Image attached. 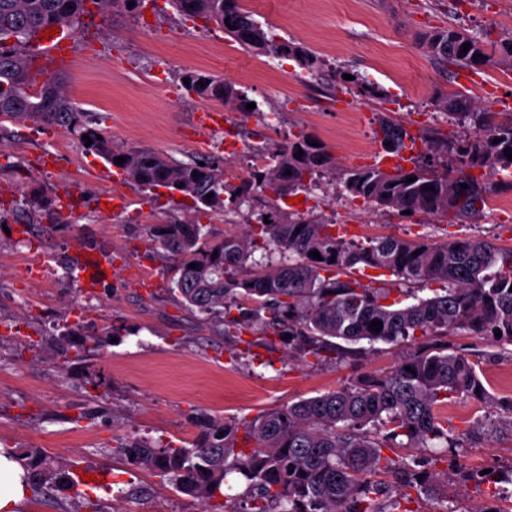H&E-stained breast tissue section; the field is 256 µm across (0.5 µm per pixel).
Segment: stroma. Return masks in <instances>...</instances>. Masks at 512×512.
Segmentation results:
<instances>
[{
  "label": "stroma",
  "instance_id": "obj_1",
  "mask_svg": "<svg viewBox=\"0 0 512 512\" xmlns=\"http://www.w3.org/2000/svg\"><path fill=\"white\" fill-rule=\"evenodd\" d=\"M242 4L263 29L312 51L322 63L319 73L292 59L252 53L223 29L179 12L172 0H141L134 9L88 0L63 74L68 96L111 135L114 149L147 148L180 162L221 160L226 130L193 134L207 103L188 93L180 76L188 69L226 80L259 106L255 112L224 107L245 159L302 131L326 147L336 170L323 175L322 189L304 193L298 210L345 228L347 240L478 237L512 246V209L492 205L482 217L449 224L383 211L335 188L338 170L373 165L380 150L377 113L420 137L436 128L448 132L437 101L459 90L481 109L512 113V66L481 67L478 80L465 86L459 68L420 45L421 36L438 27L512 37V0ZM339 70L379 86L384 98L369 100L337 83ZM36 189L62 200L60 215L30 206ZM110 194L123 197L125 207L104 210L101 200ZM173 218L197 220L220 236L255 228L259 214L195 211L168 190H142L61 127L0 116V446L64 462L79 481L48 498L29 493L22 512H201L199 499L128 465L115 447L133 437L186 446L198 434L196 416L249 421L396 364L402 349L391 344L360 342L344 359L317 361L279 339L265 344L258 332L222 333L168 292L172 263L154 253L146 227ZM28 223L40 226L39 235L21 233ZM89 257L108 273L92 290L62 268L63 261ZM44 264L53 265L56 276L35 282L27 271ZM76 322L83 350L64 351L62 336ZM447 342L479 355L489 390L507 395L512 345L463 332ZM445 414L449 427L470 437L441 454L435 469L447 474L448 486L420 496L414 512H478L493 502L507 507V500H492L490 489L461 484L456 475L488 469L511 479L512 419L463 396ZM114 478L123 484L116 494L104 488Z\"/></svg>",
  "mask_w": 512,
  "mask_h": 512
}]
</instances>
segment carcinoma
Listing matches in <instances>:
<instances>
[{"label": "carcinoma", "instance_id": "carcinoma-1", "mask_svg": "<svg viewBox=\"0 0 512 512\" xmlns=\"http://www.w3.org/2000/svg\"><path fill=\"white\" fill-rule=\"evenodd\" d=\"M86 0H0V115L37 117L87 135L86 151L118 167L144 190L166 188L190 196L196 208L239 210L256 202L253 191H274L279 198L318 187L313 176L329 169L324 146L314 147L306 133L273 148L262 168L233 187L218 160L204 165L177 163L146 149L117 151L105 130L90 125L87 113L71 102L53 77L37 80L35 57L18 46L39 38L48 25L68 28ZM188 15L213 22L242 47L295 59L312 70L316 57L288 41L268 38L240 0H176ZM14 40L9 45L7 41ZM470 44L461 53L463 44ZM425 52L451 65L477 69L492 62L512 64V38L495 41L443 28L423 37ZM191 90L202 99L233 101L242 110L249 99L232 84L186 71ZM336 81L374 97L379 87L354 75ZM452 138L431 132L428 155L392 172L378 166L343 169L339 184L353 198L389 212L423 213L446 221L480 216L492 197L512 190V113L497 120L477 109L462 92L438 100ZM376 138L387 154H400L413 140L400 122L378 117ZM304 155H298V151ZM126 161L117 165V158ZM415 178L409 183L407 179ZM467 184L463 189L460 184ZM213 197H207V194ZM229 198H224V195ZM259 219L250 236H215L206 225L182 219L148 226L149 240L173 261L170 291L190 310L242 333L259 330L295 342L320 358L338 341L411 342L415 350L399 358L384 375H370L350 387L304 398L264 413L245 425L204 418L190 446L155 448L134 439L117 446L131 465L153 471L179 492L211 501L222 496L231 472L247 481L245 491L212 505L216 512H414L412 493L431 495L439 474L422 468V457L395 459L398 448L422 453L442 441L460 445L443 409L464 395L481 406L509 412L512 397H497L486 387L480 361L439 338L465 331L512 344V248L478 238L449 243L415 242L395 236L349 242L333 225L299 212L275 208ZM420 254L413 255V252ZM319 252L317 260L310 252ZM335 261H330V258ZM196 268H189V264ZM386 271L419 287L443 288L426 298L413 293L391 297L388 288H369L354 274L358 267ZM237 315H231L232 311ZM382 321L379 332L370 322ZM501 337H495V333ZM410 370H405V367ZM244 429L245 440L238 438ZM27 485L47 494L66 471L53 468L35 452L27 457Z\"/></svg>", "mask_w": 512, "mask_h": 512}]
</instances>
